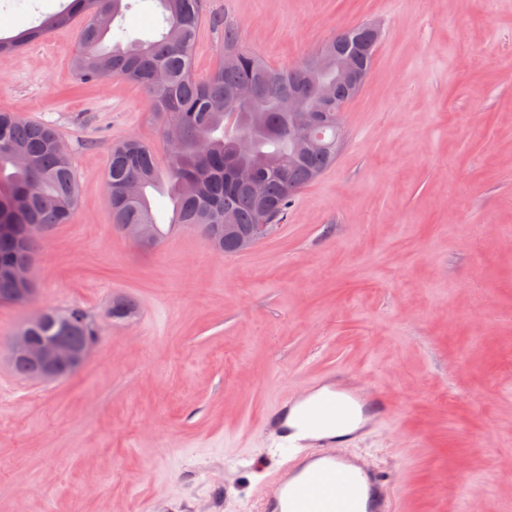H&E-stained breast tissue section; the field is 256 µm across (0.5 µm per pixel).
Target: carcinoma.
I'll use <instances>...</instances> for the list:
<instances>
[{
    "label": "carcinoma",
    "mask_w": 512,
    "mask_h": 512,
    "mask_svg": "<svg viewBox=\"0 0 512 512\" xmlns=\"http://www.w3.org/2000/svg\"><path fill=\"white\" fill-rule=\"evenodd\" d=\"M162 31L146 40H117L105 45L115 20L128 8L124 0H70L68 8L38 26L9 39L0 38V55L15 52L52 31L83 19L79 50L72 61L82 84L100 80L109 70L145 88L161 127L180 128L177 150L166 152L160 163L155 151L135 137L112 147L105 187L113 224H150L163 240L169 230L159 224L148 190L163 185L173 209L169 224L200 232L211 226L224 230L232 224L245 232L259 223L261 211L250 184L225 175V161L256 166L270 210L265 223L274 233L288 220V208L297 193L335 162L336 138L343 128L328 120L316 130L326 149L308 151L288 133V90L297 89V104L314 112L336 114V102L321 100L315 79L301 64L288 70L265 64L240 43L238 25L224 20L220 61L206 77L193 72V47L210 17L209 0H156ZM381 40L370 25L340 31L317 53L327 59L319 77L330 76L336 63L369 73ZM250 86L255 100H238L241 87ZM244 137L248 149L236 151ZM57 130L45 123L26 121L14 112H0V266L29 262L34 254L36 229L70 223L77 206L76 174L71 156L61 154ZM110 320L125 321L137 313L130 298L112 300ZM66 314L82 320L75 342L98 341L101 326L80 308Z\"/></svg>",
    "instance_id": "1"
}]
</instances>
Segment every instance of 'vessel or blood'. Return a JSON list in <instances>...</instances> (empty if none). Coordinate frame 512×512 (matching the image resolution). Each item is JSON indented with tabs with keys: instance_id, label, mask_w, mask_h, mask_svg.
Masks as SVG:
<instances>
[{
	"instance_id": "vessel-or-blood-1",
	"label": "vessel or blood",
	"mask_w": 512,
	"mask_h": 512,
	"mask_svg": "<svg viewBox=\"0 0 512 512\" xmlns=\"http://www.w3.org/2000/svg\"><path fill=\"white\" fill-rule=\"evenodd\" d=\"M303 395H288L265 414L264 431L278 464L252 501L253 512H400L393 482L358 455L338 452V441L297 420ZM364 415L346 437L354 443L381 427L393 407L377 390L341 386L321 395L315 420L333 421L348 408Z\"/></svg>"
}]
</instances>
